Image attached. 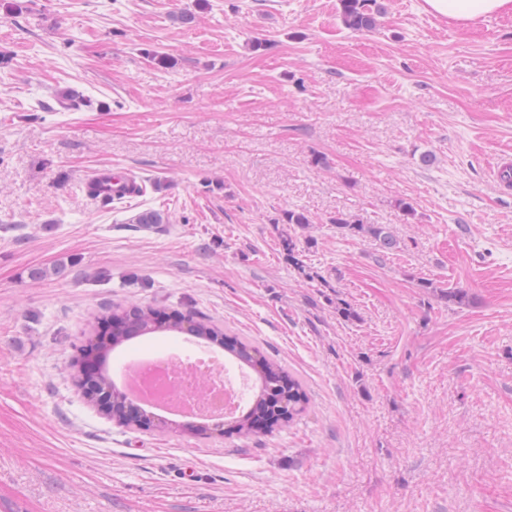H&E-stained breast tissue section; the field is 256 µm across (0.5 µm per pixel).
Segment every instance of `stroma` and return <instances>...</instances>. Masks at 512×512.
I'll use <instances>...</instances> for the list:
<instances>
[{
  "label": "stroma",
  "instance_id": "obj_1",
  "mask_svg": "<svg viewBox=\"0 0 512 512\" xmlns=\"http://www.w3.org/2000/svg\"><path fill=\"white\" fill-rule=\"evenodd\" d=\"M500 161L512 15L460 29L390 0L358 33L338 0H0V512H512ZM113 167L145 194L88 197ZM290 209L312 220L301 271L281 246ZM147 211L161 223H137ZM339 212L390 225L399 249L337 234ZM127 302L250 341L301 381L307 410L261 438L166 414L119 426L73 362L100 310ZM182 343L154 333L104 367ZM417 288H423L425 290H429L431 292H437L438 297L448 302L450 304H463L465 302H469V296L467 292L462 288H442L437 286L432 280L429 279H418L417 280Z\"/></svg>",
  "mask_w": 512,
  "mask_h": 512
}]
</instances>
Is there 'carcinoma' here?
Listing matches in <instances>:
<instances>
[{
    "instance_id": "1",
    "label": "carcinoma",
    "mask_w": 512,
    "mask_h": 512,
    "mask_svg": "<svg viewBox=\"0 0 512 512\" xmlns=\"http://www.w3.org/2000/svg\"><path fill=\"white\" fill-rule=\"evenodd\" d=\"M386 10L380 0H339V17L343 25L354 32H370L378 25V18ZM279 224H294L304 229L311 224L303 211L291 209L277 220ZM336 232L351 238L370 237L387 254L397 248V239L387 224H363L345 214L330 218ZM288 252V263L303 268L298 239L290 236L282 240ZM417 287L435 292L450 304L469 301L462 288H442L429 279L417 280ZM99 320L112 325V341L122 344L133 336H144L158 330L182 332L209 340L224 342V351L242 368L254 374L255 393L247 410L232 418L230 429L244 437H259L283 429L296 421L307 409L309 399L301 382L279 363L270 360L257 347L237 336H228L207 317L192 311L166 313L152 306L131 305L104 309ZM109 377L101 372L93 374L80 384L84 394L95 399L105 391ZM128 403L119 394L112 395L109 416L124 427L137 426V420L127 411Z\"/></svg>"
}]
</instances>
